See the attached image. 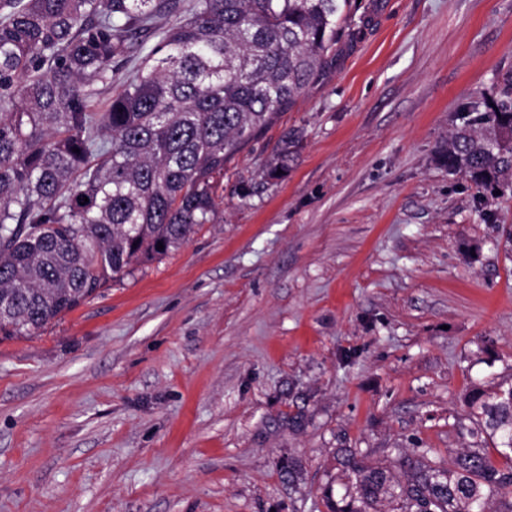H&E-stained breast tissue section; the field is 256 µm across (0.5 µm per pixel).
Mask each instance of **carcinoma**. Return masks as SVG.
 <instances>
[{
	"label": "carcinoma",
	"instance_id": "carcinoma-1",
	"mask_svg": "<svg viewBox=\"0 0 512 512\" xmlns=\"http://www.w3.org/2000/svg\"><path fill=\"white\" fill-rule=\"evenodd\" d=\"M350 7L195 0L183 17L178 0H0V335L31 334L209 223L224 165L319 79ZM438 157L512 192V77ZM464 401L471 442L446 466L415 448L400 478L336 449L329 512H512V382Z\"/></svg>",
	"mask_w": 512,
	"mask_h": 512
}]
</instances>
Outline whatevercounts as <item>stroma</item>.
Listing matches in <instances>:
<instances>
[{"mask_svg": "<svg viewBox=\"0 0 512 512\" xmlns=\"http://www.w3.org/2000/svg\"><path fill=\"white\" fill-rule=\"evenodd\" d=\"M354 19L213 221L0 337V512H327L336 448H463L465 391L512 376V193L437 150L512 75V0Z\"/></svg>", "mask_w": 512, "mask_h": 512, "instance_id": "stroma-1", "label": "stroma"}]
</instances>
